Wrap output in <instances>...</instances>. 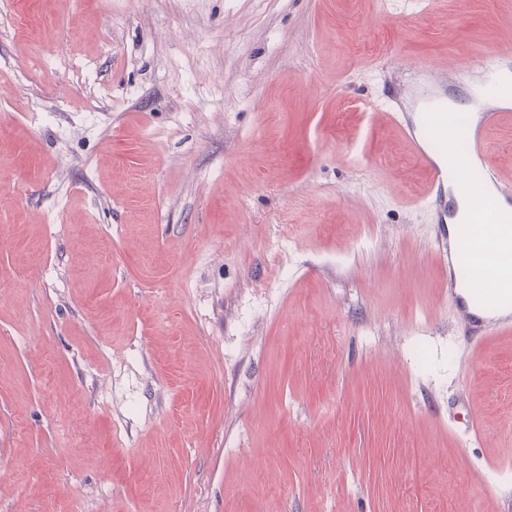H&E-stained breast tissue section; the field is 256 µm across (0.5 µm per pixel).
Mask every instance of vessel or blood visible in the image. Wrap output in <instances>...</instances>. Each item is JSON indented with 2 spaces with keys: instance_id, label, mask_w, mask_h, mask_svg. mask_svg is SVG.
<instances>
[{
  "instance_id": "1",
  "label": "vessel or blood",
  "mask_w": 512,
  "mask_h": 512,
  "mask_svg": "<svg viewBox=\"0 0 512 512\" xmlns=\"http://www.w3.org/2000/svg\"><path fill=\"white\" fill-rule=\"evenodd\" d=\"M458 80V75L441 72L431 87L417 94L395 88L390 106L427 172L424 198L431 202L437 223L464 226L457 239H445L441 247L443 255L461 260L482 251H505L497 226L512 223V182L502 180L487 164V132L512 121V96L489 88L471 95L463 106L476 113V121L452 130L448 114L461 106L452 88ZM470 295L471 303L458 307L460 321L469 330L495 321L501 302L512 304L511 288H474Z\"/></svg>"
}]
</instances>
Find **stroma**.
Segmentation results:
<instances>
[{
	"label": "stroma",
	"instance_id": "obj_1",
	"mask_svg": "<svg viewBox=\"0 0 512 512\" xmlns=\"http://www.w3.org/2000/svg\"><path fill=\"white\" fill-rule=\"evenodd\" d=\"M512 0H0V512H512L382 110Z\"/></svg>",
	"mask_w": 512,
	"mask_h": 512
}]
</instances>
